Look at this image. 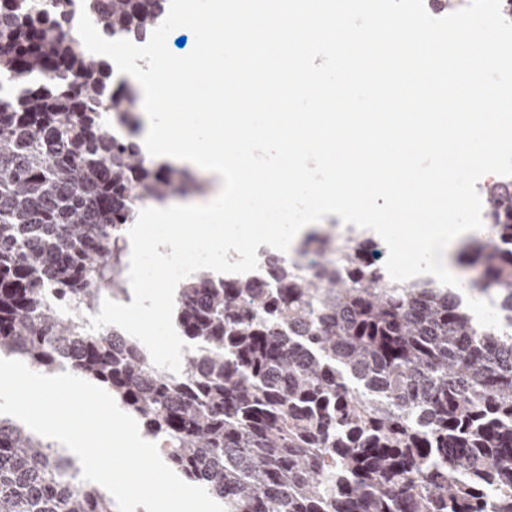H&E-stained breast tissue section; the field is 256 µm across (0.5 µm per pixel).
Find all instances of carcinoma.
I'll return each mask as SVG.
<instances>
[{"mask_svg":"<svg viewBox=\"0 0 512 512\" xmlns=\"http://www.w3.org/2000/svg\"><path fill=\"white\" fill-rule=\"evenodd\" d=\"M69 0H0V355L66 368L142 420L226 512H512V187L462 288L384 280L379 243L341 237L307 273L258 254L261 279L204 269L180 288L181 372L83 314L125 292L113 238L193 175L146 157L110 69L67 30ZM167 0H82L109 38L143 39ZM49 77L41 83L38 77ZM74 460L0 416V512H113Z\"/></svg>","mask_w":512,"mask_h":512,"instance_id":"cac0c4a2","label":"carcinoma"}]
</instances>
